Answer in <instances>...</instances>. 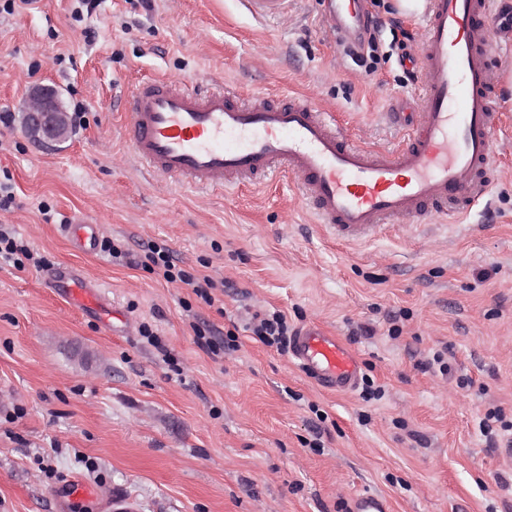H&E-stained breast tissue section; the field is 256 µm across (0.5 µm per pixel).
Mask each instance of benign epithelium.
I'll use <instances>...</instances> for the list:
<instances>
[{
  "mask_svg": "<svg viewBox=\"0 0 512 512\" xmlns=\"http://www.w3.org/2000/svg\"><path fill=\"white\" fill-rule=\"evenodd\" d=\"M24 127L31 138L45 143L60 141L68 135L70 119L57 90L49 86L31 90Z\"/></svg>",
  "mask_w": 512,
  "mask_h": 512,
  "instance_id": "1",
  "label": "benign epithelium"
}]
</instances>
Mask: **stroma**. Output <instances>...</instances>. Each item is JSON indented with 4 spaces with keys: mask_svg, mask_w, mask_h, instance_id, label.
<instances>
[{
    "mask_svg": "<svg viewBox=\"0 0 512 512\" xmlns=\"http://www.w3.org/2000/svg\"><path fill=\"white\" fill-rule=\"evenodd\" d=\"M32 0L0 10V173L16 206L0 213L46 261H0V512H350L361 493L387 512H512V460L479 423H512V138L480 227L440 217L394 226L351 248L315 223L290 177L200 194L150 177L122 132L126 96L150 77L243 97H306L357 145H402L394 115L419 111L416 72L391 50L393 27L421 15L375 0L377 48L358 66L325 29L322 0H291L264 21L243 0ZM57 88L86 124L44 145L22 126L31 87ZM85 217L131 263L70 246ZM166 245L177 268L210 277L214 304L166 282L142 259ZM100 287V320L50 287L53 268ZM336 334L380 389L318 386L289 353L238 329L244 309ZM149 326L159 339L140 334ZM234 331L237 350L212 352ZM444 351L447 373L422 370Z\"/></svg>",
    "mask_w": 512,
    "mask_h": 512,
    "instance_id": "35a3bbf8",
    "label": "stroma"
}]
</instances>
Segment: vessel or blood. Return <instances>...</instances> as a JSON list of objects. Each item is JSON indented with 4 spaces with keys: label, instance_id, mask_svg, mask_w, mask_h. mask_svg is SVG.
Returning <instances> with one entry per match:
<instances>
[{
    "label": "vessel or blood",
    "instance_id": "obj_1",
    "mask_svg": "<svg viewBox=\"0 0 512 512\" xmlns=\"http://www.w3.org/2000/svg\"><path fill=\"white\" fill-rule=\"evenodd\" d=\"M289 0H244L250 13L277 19ZM363 0H326L323 22L339 35H361ZM426 17L417 48L423 110L405 144L368 151L350 143L311 100L246 98L224 87L204 89L153 78L129 96L123 135L153 176L191 189L230 190L292 176L320 224L344 244L380 234L390 223L454 218L487 196L495 162L501 80L493 48L512 49V16L494 0H423ZM65 231L86 252L96 251L100 228L88 219ZM68 297L90 305L80 277L56 270ZM289 353L323 388L348 393L359 380L356 353L339 337L308 324L292 336Z\"/></svg>",
    "mask_w": 512,
    "mask_h": 512
}]
</instances>
